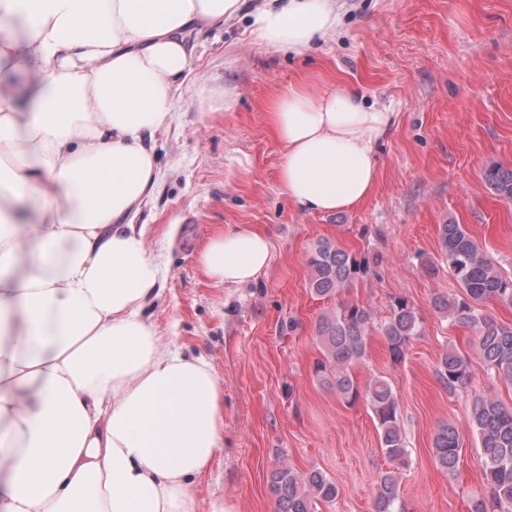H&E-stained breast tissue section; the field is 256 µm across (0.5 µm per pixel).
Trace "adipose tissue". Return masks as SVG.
<instances>
[{"mask_svg":"<svg viewBox=\"0 0 512 512\" xmlns=\"http://www.w3.org/2000/svg\"><path fill=\"white\" fill-rule=\"evenodd\" d=\"M242 0H0V512H197L224 434L210 363L145 314L166 266L138 223L156 134L191 72L193 31ZM338 0H265L261 42L297 53ZM283 194L312 213L365 199L394 113L354 89L290 87L270 112ZM261 230L211 236L217 285L272 260Z\"/></svg>","mask_w":512,"mask_h":512,"instance_id":"adipose-tissue-1","label":"adipose tissue"}]
</instances>
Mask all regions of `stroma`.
<instances>
[{
    "label": "stroma",
    "mask_w": 512,
    "mask_h": 512,
    "mask_svg": "<svg viewBox=\"0 0 512 512\" xmlns=\"http://www.w3.org/2000/svg\"><path fill=\"white\" fill-rule=\"evenodd\" d=\"M335 34L295 55L257 41L246 0L224 25L193 32V72L169 126L155 138L162 178L139 223L168 264L149 308L158 332L210 362L224 393V439L191 492L197 512L217 502L234 512H274L270 471L318 469L340 488L317 512H372L375 481L388 462L365 402L349 406L315 373L322 348L315 325L338 301L367 305L384 321L407 299L420 321L402 362L373 332L353 377L386 379L398 399L410 460L401 471L404 512H467L485 490L477 442L467 427L473 400L512 406V387L491 376L468 330L435 309L458 293L440 255L439 225H465L512 274V199L494 194L488 169L512 170V0H343ZM353 87L367 104L395 112L372 193L331 214L298 208L280 189L282 149L268 122L288 86ZM182 233L169 242V225ZM251 224L273 244L255 282L217 286L197 255L214 234ZM322 238L371 257L367 276L338 298L308 286V260ZM467 355V387L437 378L448 349ZM454 423L462 456L456 474L435 463L432 436Z\"/></svg>",
    "instance_id": "1"
}]
</instances>
